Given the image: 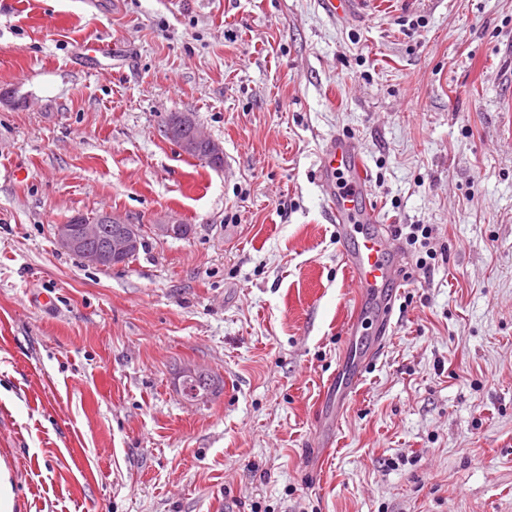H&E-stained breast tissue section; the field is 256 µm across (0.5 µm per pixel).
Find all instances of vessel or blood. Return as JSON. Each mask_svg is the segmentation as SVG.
<instances>
[{
    "label": "vessel or blood",
    "mask_w": 512,
    "mask_h": 512,
    "mask_svg": "<svg viewBox=\"0 0 512 512\" xmlns=\"http://www.w3.org/2000/svg\"><path fill=\"white\" fill-rule=\"evenodd\" d=\"M325 13L340 19L365 9V0H322ZM323 172L322 195L336 232L345 242L344 263L358 292L361 306L347 321L346 335H356L365 321L376 323L375 344L359 355L351 373L337 372L336 401L344 403L362 380V373L377 355L379 343L389 336L392 287L404 283L399 247L394 236L381 231L377 209L367 190V172L355 142L331 137L319 155Z\"/></svg>",
    "instance_id": "obj_1"
}]
</instances>
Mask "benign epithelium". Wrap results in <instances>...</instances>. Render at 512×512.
Returning a JSON list of instances; mask_svg holds the SVG:
<instances>
[{"instance_id": "benign-epithelium-1", "label": "benign epithelium", "mask_w": 512, "mask_h": 512, "mask_svg": "<svg viewBox=\"0 0 512 512\" xmlns=\"http://www.w3.org/2000/svg\"><path fill=\"white\" fill-rule=\"evenodd\" d=\"M164 134L185 154L201 155L215 167L223 165V145L202 133L193 113H177L165 127ZM106 224L112 225V231L105 246L88 247L87 242L98 239ZM54 233L57 243L64 250L79 253L84 265L98 269L118 265L121 260L136 252L141 236L139 225L129 223L120 215L107 212L80 224H57Z\"/></svg>"}]
</instances>
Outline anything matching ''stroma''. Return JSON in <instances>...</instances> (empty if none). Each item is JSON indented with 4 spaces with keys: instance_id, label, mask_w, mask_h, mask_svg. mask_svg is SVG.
Masks as SVG:
<instances>
[{
    "instance_id": "obj_1",
    "label": "stroma",
    "mask_w": 512,
    "mask_h": 512,
    "mask_svg": "<svg viewBox=\"0 0 512 512\" xmlns=\"http://www.w3.org/2000/svg\"><path fill=\"white\" fill-rule=\"evenodd\" d=\"M195 113L219 168L163 133ZM437 252L317 428L358 298L319 153ZM142 225L129 264L56 224ZM184 224L182 237L157 232ZM217 376L204 401L178 373ZM512 512V0H0V512ZM371 4H364V3ZM381 3L374 0H322L325 13L332 19H341L353 12L369 11V6ZM105 224H112V231L105 246L100 247L104 240L96 239L102 235ZM54 233L57 243L64 250L78 252L85 266L98 269L120 265L121 260L138 250L141 236L139 225L130 224L126 218L107 212L80 224H56ZM87 242L90 247H99L89 248Z\"/></svg>"
}]
</instances>
